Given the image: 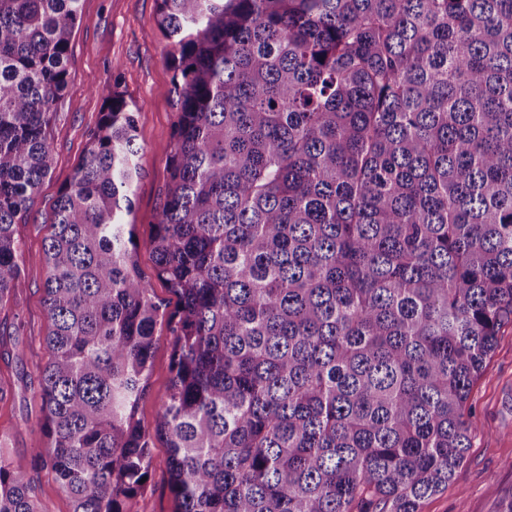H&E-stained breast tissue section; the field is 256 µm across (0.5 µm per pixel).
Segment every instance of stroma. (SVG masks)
Wrapping results in <instances>:
<instances>
[{"label": "stroma", "instance_id": "obj_1", "mask_svg": "<svg viewBox=\"0 0 512 512\" xmlns=\"http://www.w3.org/2000/svg\"><path fill=\"white\" fill-rule=\"evenodd\" d=\"M81 24L70 41V90L57 104L49 128L52 169L42 183L27 222L19 229L31 254H39L52 232L53 203L69 184L84 155L88 136L97 126L104 102L99 87L118 81L119 90L136 116L138 141L143 148L144 176L134 186V209L128 215L138 243L137 260L157 301L167 308L175 296L155 274L148 245L151 225L168 182L177 108L171 94L174 71L165 58L166 40L157 24V0H80ZM45 270L27 264L22 288L16 294L18 316L0 314V334L9 344L0 346V378L10 381L15 395L0 404V435L6 436L13 466H30V448L38 433L31 390L38 367L47 354L42 348L18 356L16 344H30L47 329L42 288ZM170 380V346L160 339L149 376V395L140 404L143 427L154 428L159 397ZM470 402L477 436L467 459L447 490L425 500L422 512H501L512 499V325H504L484 371L475 380ZM153 468L147 486L136 498L134 512H174L169 490V452L162 438L153 440Z\"/></svg>", "mask_w": 512, "mask_h": 512}]
</instances>
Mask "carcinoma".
I'll use <instances>...</instances> for the list:
<instances>
[{
  "instance_id": "carcinoma-1",
  "label": "carcinoma",
  "mask_w": 512,
  "mask_h": 512,
  "mask_svg": "<svg viewBox=\"0 0 512 512\" xmlns=\"http://www.w3.org/2000/svg\"><path fill=\"white\" fill-rule=\"evenodd\" d=\"M80 0H0V311L51 168ZM178 117L137 261L119 77L40 261L32 469L133 512L153 438L176 512H420L512 324V0H157ZM171 378L137 419L157 333ZM0 436V512H40Z\"/></svg>"
}]
</instances>
